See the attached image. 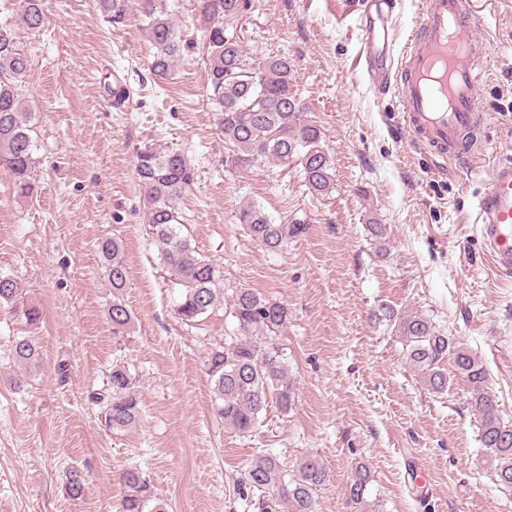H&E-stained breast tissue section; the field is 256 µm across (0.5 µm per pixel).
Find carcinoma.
<instances>
[{
	"instance_id": "obj_1",
	"label": "carcinoma",
	"mask_w": 512,
	"mask_h": 512,
	"mask_svg": "<svg viewBox=\"0 0 512 512\" xmlns=\"http://www.w3.org/2000/svg\"><path fill=\"white\" fill-rule=\"evenodd\" d=\"M200 3L203 17L210 23L205 42L206 97L217 112L218 130L227 146L224 167L247 172L262 158L279 166L294 164L301 167L310 190L324 193L331 185L332 164L319 127L304 118L294 64L286 56L250 57L237 37L226 34L224 19L237 16L240 0ZM96 5L113 25L123 24L131 9H136L151 47V70L162 79L172 74L186 47L167 0H96ZM19 24L29 32L44 30L49 24L44 0H20ZM30 66L28 54L19 46L16 24L0 21V167L13 174L21 197L34 190L30 174L37 163V145L31 136L35 113L22 89ZM136 173L150 233L161 249L164 268L181 288L178 315L183 322L193 323L224 300L222 267L200 254L180 230L176 201L193 183L194 169L178 149L146 146L137 153ZM238 220L255 242L272 252L284 249L307 231L305 224H276L252 204L242 206ZM96 253L112 288L107 307L112 333L121 336L132 323L124 299L128 268L123 249L118 240L106 236L97 242ZM20 291L14 278L0 275V304L15 303ZM288 316L283 303L249 288L235 290L237 332L225 337L224 344L207 357L215 413L224 425L241 434L257 428L269 403H275L284 414L295 405L296 386L279 343ZM375 317L394 326L406 362L428 390L443 394L455 379L465 382L468 405L480 420V442L488 461L499 484L512 489V421L500 414L498 397L488 387V371L481 358L438 330L423 313L405 314L382 305ZM12 356L20 364L34 365L40 346L23 336L13 342ZM449 358L455 365L452 376L442 368ZM89 398L103 407L106 423L114 430L131 428L140 420L136 378L122 361L112 364L104 390L91 392ZM329 480V471L316 456L303 457L290 470L275 456L259 454L250 460L237 491L245 500L249 492H259L252 506L260 512H272L280 504L288 506V512H317L315 494ZM87 482L83 469L70 468L65 484L68 496L81 498ZM121 482L120 512H166V503L155 496L140 469H126ZM370 483L368 467L357 463L346 485L349 501L364 503Z\"/></svg>"
}]
</instances>
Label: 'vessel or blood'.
<instances>
[{
	"mask_svg": "<svg viewBox=\"0 0 512 512\" xmlns=\"http://www.w3.org/2000/svg\"><path fill=\"white\" fill-rule=\"evenodd\" d=\"M362 32L359 63L378 91L398 88L403 128L430 155L473 165L481 156L485 121L478 90L489 47L474 37L471 0H424L422 17L396 52L389 18L392 0H356ZM481 242L512 273V159L498 161L477 198Z\"/></svg>",
	"mask_w": 512,
	"mask_h": 512,
	"instance_id": "b4317fda",
	"label": "vessel or blood"
}]
</instances>
